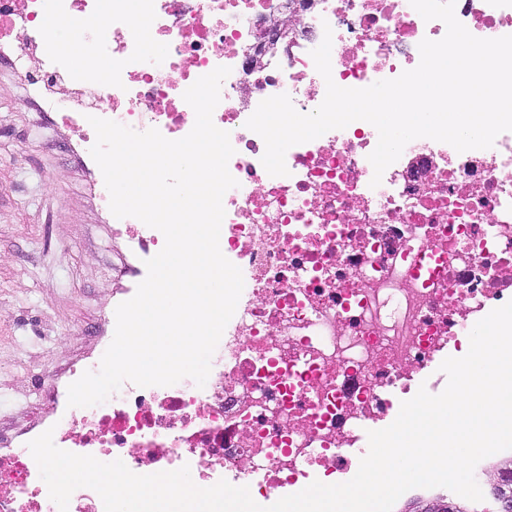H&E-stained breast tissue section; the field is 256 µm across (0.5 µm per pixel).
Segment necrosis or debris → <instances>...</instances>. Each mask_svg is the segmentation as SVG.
I'll use <instances>...</instances> for the list:
<instances>
[{
	"label": "necrosis or debris",
	"mask_w": 512,
	"mask_h": 512,
	"mask_svg": "<svg viewBox=\"0 0 512 512\" xmlns=\"http://www.w3.org/2000/svg\"><path fill=\"white\" fill-rule=\"evenodd\" d=\"M288 0H0V65L19 71L36 111L60 114L91 149L79 113L171 140L193 128L184 92L229 68L213 122L235 149L238 185L223 197L220 249L244 288L211 359L205 386L124 383L102 404L71 407L44 384L63 450L137 474L189 466L197 483L219 480L278 496L291 476L332 475L366 450L360 428L382 420L436 354L460 347L474 325L512 300V131L488 149L458 152L418 138L371 187L378 133L363 120L291 147L288 175H269L265 143L246 126L259 103L286 94L301 112L323 101L311 57L332 30L331 68L343 88H364L414 69L423 39L446 26L409 0H313L300 36L277 67L253 68L246 49L265 16ZM73 27L84 72L46 30V14ZM478 38L512 35V0H456ZM162 47L161 56L145 50ZM108 57L107 74L96 69ZM0 512H59L27 441L0 433Z\"/></svg>",
	"instance_id": "1"
}]
</instances>
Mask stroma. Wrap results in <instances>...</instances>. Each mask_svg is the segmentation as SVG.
<instances>
[{
	"label": "stroma",
	"mask_w": 512,
	"mask_h": 512,
	"mask_svg": "<svg viewBox=\"0 0 512 512\" xmlns=\"http://www.w3.org/2000/svg\"><path fill=\"white\" fill-rule=\"evenodd\" d=\"M0 68V429L37 418L33 375H53L73 343L94 350L134 291L112 266L127 237L95 196L76 136L30 111Z\"/></svg>",
	"instance_id": "1"
}]
</instances>
